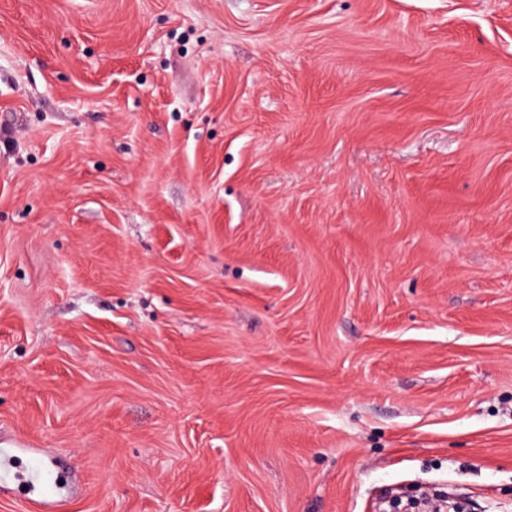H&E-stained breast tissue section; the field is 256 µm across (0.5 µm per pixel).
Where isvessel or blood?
I'll return each instance as SVG.
<instances>
[{
  "label": "vessel or blood",
  "mask_w": 512,
  "mask_h": 512,
  "mask_svg": "<svg viewBox=\"0 0 512 512\" xmlns=\"http://www.w3.org/2000/svg\"><path fill=\"white\" fill-rule=\"evenodd\" d=\"M64 469L45 449L0 445V490L21 489L27 512H65L69 497L59 486Z\"/></svg>",
  "instance_id": "b4317fda"
}]
</instances>
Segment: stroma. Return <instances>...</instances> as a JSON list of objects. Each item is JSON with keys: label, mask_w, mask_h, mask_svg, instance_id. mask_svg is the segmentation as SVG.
I'll use <instances>...</instances> for the list:
<instances>
[{"label": "stroma", "mask_w": 512, "mask_h": 512, "mask_svg": "<svg viewBox=\"0 0 512 512\" xmlns=\"http://www.w3.org/2000/svg\"><path fill=\"white\" fill-rule=\"evenodd\" d=\"M0 442L66 512H512V0H0ZM403 498L406 501L403 502ZM410 493L386 494L381 495L374 503L371 511H391V512H407L410 511V505L422 499Z\"/></svg>", "instance_id": "35a3bbf8"}]
</instances>
